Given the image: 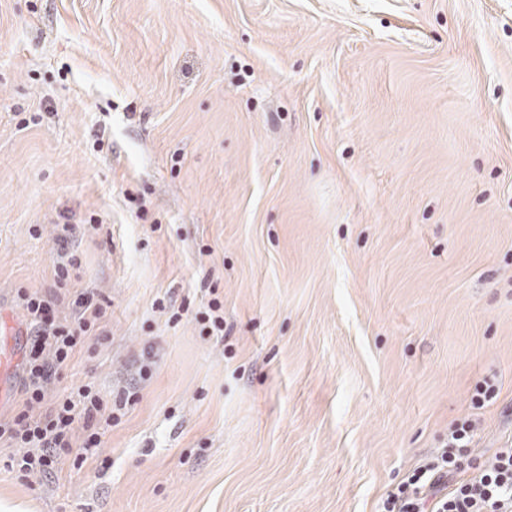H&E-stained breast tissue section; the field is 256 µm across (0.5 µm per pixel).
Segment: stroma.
Listing matches in <instances>:
<instances>
[{
	"mask_svg": "<svg viewBox=\"0 0 512 512\" xmlns=\"http://www.w3.org/2000/svg\"><path fill=\"white\" fill-rule=\"evenodd\" d=\"M66 219L110 338L49 394L137 395L82 466L0 447V501L377 512L512 436V0H0V309Z\"/></svg>",
	"mask_w": 512,
	"mask_h": 512,
	"instance_id": "1",
	"label": "stroma"
}]
</instances>
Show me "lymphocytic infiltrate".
I'll return each instance as SVG.
<instances>
[{
	"mask_svg": "<svg viewBox=\"0 0 512 512\" xmlns=\"http://www.w3.org/2000/svg\"><path fill=\"white\" fill-rule=\"evenodd\" d=\"M77 255L53 268L54 287L46 293L19 290L31 326L21 410L0 423V441L22 449L21 472L54 470L72 449L75 427H82V446L100 447L99 422H112V406L92 384L68 395L49 398L48 390L85 342L107 340L106 310L94 290H72L70 271ZM68 304L70 316L59 307ZM476 422L466 417L451 424L448 441L400 483L387 490L379 512H512V441L478 461L473 448Z\"/></svg>",
	"mask_w": 512,
	"mask_h": 512,
	"instance_id": "obj_1",
	"label": "lymphocytic infiltrate"
}]
</instances>
